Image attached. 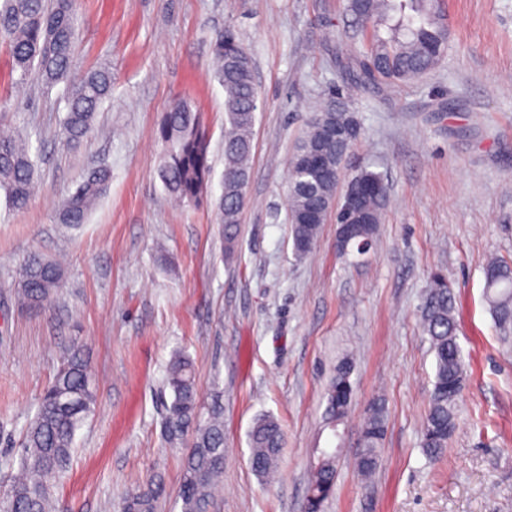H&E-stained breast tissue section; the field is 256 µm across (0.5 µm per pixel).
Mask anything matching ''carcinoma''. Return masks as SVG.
Listing matches in <instances>:
<instances>
[{
  "label": "carcinoma",
  "instance_id": "obj_1",
  "mask_svg": "<svg viewBox=\"0 0 512 512\" xmlns=\"http://www.w3.org/2000/svg\"><path fill=\"white\" fill-rule=\"evenodd\" d=\"M347 9L361 29L376 31L365 46L363 58L349 70L351 89L364 94L378 82L404 83L433 69L443 56L448 28L438 0H348ZM387 27V36L377 34ZM79 31L73 0H0V39L12 58L16 83L25 84L36 74L47 85L65 83L67 111L63 128L72 143L92 133L95 114L112 91V72L107 67L76 74L71 54ZM216 77L224 87V177L222 193L215 203L224 239L234 246L239 237L238 214L247 200L249 162L258 109V88L252 79V60L236 31L227 27L214 34ZM8 113L0 112V189L9 207H28L37 180V164L30 155L28 138L4 129ZM353 115L346 103L336 101L331 91L308 123L289 163L288 212L293 225V250L298 258L313 248L320 223H303L300 214L336 199L340 162L355 138ZM161 145L159 176L177 201L194 205L208 193L212 183L209 133L203 115L186 98L175 100L155 131ZM319 151L322 164L309 168L306 156ZM112 173L105 166L89 170L74 193L59 205L58 221L68 226L85 222L103 195ZM388 189L365 199L362 223L355 236L337 252L347 257L373 249L378 224L386 207ZM485 298L496 324L512 326V266L493 258L484 267ZM63 284V270L53 261L32 255L24 261L15 282L19 300L39 306ZM454 296L443 274L430 278L421 307L422 330L429 336L436 365L433 389L423 423L421 445L430 459L440 456L456 428V401L464 383L461 350L457 342ZM348 359L336 365L327 388V426L337 427L346 417L352 399ZM166 384L172 400L166 408L165 431L172 442L192 433L184 459L179 498L181 512H210L213 489L224 472V422L217 405L207 411L197 395L192 362L177 353L167 371ZM96 404L95 383L84 346L74 342L66 348L53 382L43 394L31 420L18 458V473L0 492V512H52L57 479L68 466L76 432ZM387 427V409L381 399L373 401L362 427V448L357 467L372 475L379 463L378 448ZM283 442L279 422L271 416L258 418L250 432V464L262 476L277 472ZM319 453L309 481L306 512H322L336 486V460ZM164 493L161 480L152 477L129 494L123 512H155Z\"/></svg>",
  "mask_w": 512,
  "mask_h": 512
}]
</instances>
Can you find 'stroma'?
Listing matches in <instances>:
<instances>
[{"mask_svg": "<svg viewBox=\"0 0 512 512\" xmlns=\"http://www.w3.org/2000/svg\"><path fill=\"white\" fill-rule=\"evenodd\" d=\"M446 51L410 83H378L350 102L360 130L346 174L381 172L388 204L364 257L336 251L327 216L295 258L288 163L331 87L343 86L358 27L347 0H77L72 68L108 65L112 93L95 130L68 142L66 86L15 84L0 40V109L30 136L40 189L22 211L0 192V491L25 429L71 341L85 345L96 405L77 431L56 512H122L153 475L157 512H180L190 439L164 432L170 360L193 361L202 404L224 407V478L210 512H305L320 449L337 448L336 490L323 512H512V343L484 301L488 258L512 261V0H440ZM234 26L259 87L255 150L226 251L214 211L224 172V88L212 38ZM202 111L214 166L195 206L170 203L153 132L177 96ZM112 179L86 223L57 221L89 168ZM62 261V288L41 307L15 303L13 272L29 255ZM455 297L465 381L456 429L429 460L422 421L435 357L420 326L430 276ZM353 361V397L337 432L324 428L325 388ZM383 399L379 466L355 464L368 402ZM264 415L285 431L278 478L249 465L248 432Z\"/></svg>", "mask_w": 512, "mask_h": 512, "instance_id": "obj_1", "label": "stroma"}]
</instances>
